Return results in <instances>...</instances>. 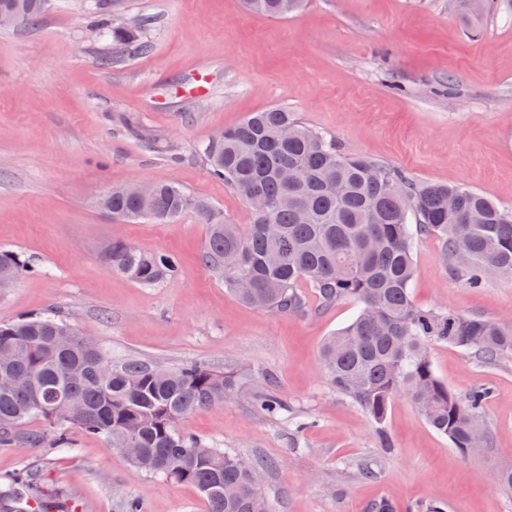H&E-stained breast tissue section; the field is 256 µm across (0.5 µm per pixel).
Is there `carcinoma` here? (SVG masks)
Here are the masks:
<instances>
[{"label":"carcinoma","mask_w":512,"mask_h":512,"mask_svg":"<svg viewBox=\"0 0 512 512\" xmlns=\"http://www.w3.org/2000/svg\"><path fill=\"white\" fill-rule=\"evenodd\" d=\"M254 12L286 17L303 0H246ZM47 0H0V11L33 25ZM148 20L129 29L109 12L97 28L112 48L99 64L110 68L130 53H147L142 39ZM211 174L224 180L244 203L258 195L264 210L250 211L247 229L224 221L209 201L171 181L157 182L140 199L112 188V216L168 223L186 213L207 225L202 262L224 276V287L243 304L277 314L305 316L350 300L357 312L326 338L321 364L330 386L357 405L373 425L380 447H392L385 422L393 400L407 397L425 423L459 452L483 425L488 392L461 396L436 374L430 347L448 344L487 363L512 354V322L465 316L446 308H423L412 296L414 244L432 236L441 242L454 274L471 288L495 276L512 275V210L471 189L418 182L366 156L347 157L336 140L311 130L285 108L254 112L223 138L201 148ZM288 168L294 180L285 182ZM109 267L143 286L175 279V257L144 252L121 239L105 255ZM28 266L0 251V275L19 279ZM313 289L312 307L301 290ZM27 375L32 385L11 379ZM237 378L189 362L151 375V367L127 360L114 364L97 342L51 314L0 322V446L30 419L54 426L53 444H69L67 430L80 428L111 448H141L133 466L174 484H192L208 512H269L253 475L267 470L259 460L220 451L184 433L181 420L224 404ZM261 413H288L272 381L256 395Z\"/></svg>","instance_id":"carcinoma-1"}]
</instances>
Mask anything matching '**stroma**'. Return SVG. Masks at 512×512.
I'll return each instance as SVG.
<instances>
[{"label": "stroma", "mask_w": 512, "mask_h": 512, "mask_svg": "<svg viewBox=\"0 0 512 512\" xmlns=\"http://www.w3.org/2000/svg\"><path fill=\"white\" fill-rule=\"evenodd\" d=\"M459 0H306L274 18L243 0H115L114 12L145 18L152 49L116 67L98 63L109 41L82 0H50L36 26L0 29V250L32 270L0 288V321L54 312L90 332L113 361L174 369L198 362L237 375L224 405L181 428L215 447L270 461L262 486L272 512H362L385 497L399 512L428 499L447 512H512V493L490 483L512 467V356L487 364L445 344L431 348L438 376L458 393L487 388L492 446L464 456L432 431L412 403L395 398L380 447L364 413L327 383L325 338L355 312L346 301L301 317L247 307L206 267L205 225L187 214L165 224L119 221L95 205L111 186L172 181L209 200L227 221L251 215L196 152L199 143L249 113L294 112L364 155L428 183L461 185L512 208V0H487L477 28ZM210 69L202 95L185 77ZM120 238L174 255L176 279L144 287L113 272L102 249ZM413 295L424 307L512 319V275L463 284L439 242L418 239ZM273 380L294 410L276 420L254 407ZM304 428L295 429V420ZM20 433L36 444L0 447V481L36 474L68 512H208L189 484L130 465L103 440L52 424ZM370 476H361L362 468Z\"/></svg>", "instance_id": "stroma-1"}]
</instances>
